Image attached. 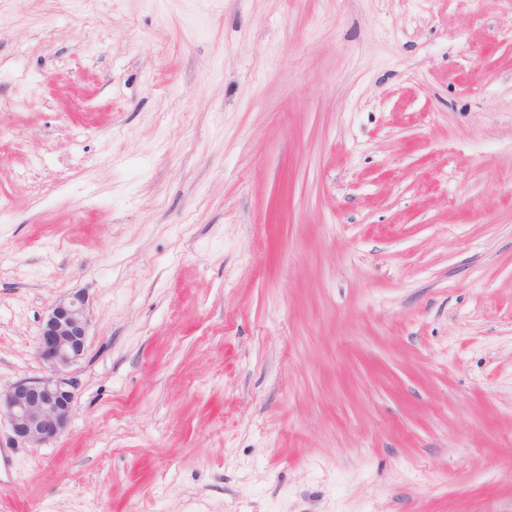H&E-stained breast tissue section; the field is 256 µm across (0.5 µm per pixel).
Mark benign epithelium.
<instances>
[{
    "mask_svg": "<svg viewBox=\"0 0 512 512\" xmlns=\"http://www.w3.org/2000/svg\"><path fill=\"white\" fill-rule=\"evenodd\" d=\"M87 334L81 294L60 299L48 309L38 338L47 374L20 380L0 393V413L8 415L16 441L41 446L67 429L74 413L73 380L67 369L83 356Z\"/></svg>",
    "mask_w": 512,
    "mask_h": 512,
    "instance_id": "1",
    "label": "benign epithelium"
}]
</instances>
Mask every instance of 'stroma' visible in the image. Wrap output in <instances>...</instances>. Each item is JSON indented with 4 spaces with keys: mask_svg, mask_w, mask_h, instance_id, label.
<instances>
[{
    "mask_svg": "<svg viewBox=\"0 0 512 512\" xmlns=\"http://www.w3.org/2000/svg\"><path fill=\"white\" fill-rule=\"evenodd\" d=\"M0 204V512H512V0H0ZM87 334L81 294L60 299L48 309L38 338V353L47 374L20 380L4 394L0 392V414L8 415L17 442L41 446L67 429L75 399L67 369L83 356Z\"/></svg>",
    "mask_w": 512,
    "mask_h": 512,
    "instance_id": "35a3bbf8",
    "label": "stroma"
}]
</instances>
